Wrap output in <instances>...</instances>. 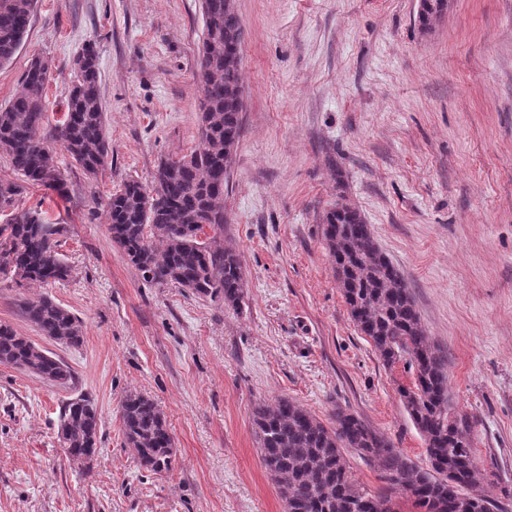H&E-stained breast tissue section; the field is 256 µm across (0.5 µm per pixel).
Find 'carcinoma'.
<instances>
[{
  "label": "carcinoma",
  "mask_w": 512,
  "mask_h": 512,
  "mask_svg": "<svg viewBox=\"0 0 512 512\" xmlns=\"http://www.w3.org/2000/svg\"><path fill=\"white\" fill-rule=\"evenodd\" d=\"M34 0H0V66L27 36ZM204 33L199 58V144L190 154L159 162L152 184L125 182L109 203L107 231L113 244L148 283L174 285L222 299L239 308L246 275L235 249L224 245V177L242 135L240 77L245 28L231 0H201ZM448 11V0H421L417 17L425 30ZM67 110L54 137L88 176L105 164L109 143L100 90L98 53L88 44L73 61ZM49 64L34 57L21 91L0 109V152L14 172L33 185L64 196L65 183L53 149L42 136ZM20 185L0 182V272L18 285L65 281L70 266L57 251L61 228L40 213L15 207ZM322 238L350 315L388 368L413 370L399 390L404 408L426 444L427 466L408 459L358 416L336 412L327 426L300 404L280 398L254 409L253 427L263 466L275 482L285 512H392L391 493L405 492L422 512H491L482 493L485 475L472 452L470 426L456 414L446 362L422 324L403 274L381 249L355 208L342 204L323 217ZM25 318L42 336L78 347L80 320L44 296L21 300ZM0 364L15 366L54 385L75 381L71 367L12 326L0 323ZM122 432L139 465L158 474L171 467L174 440L152 398L137 392L120 403ZM58 426L69 458H94L100 417L94 400L79 395L64 404ZM381 472L389 488L364 494L353 483L344 449Z\"/></svg>",
  "instance_id": "obj_1"
}]
</instances>
